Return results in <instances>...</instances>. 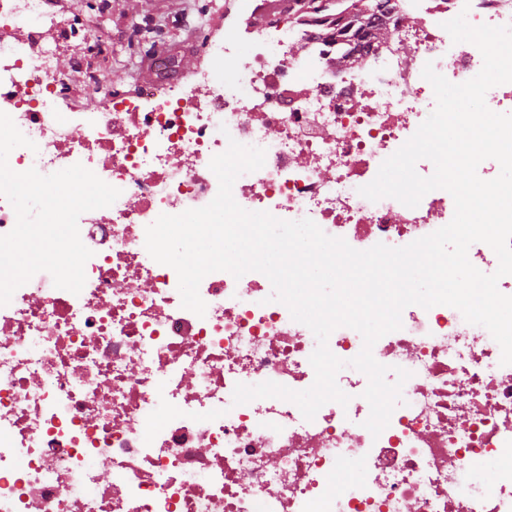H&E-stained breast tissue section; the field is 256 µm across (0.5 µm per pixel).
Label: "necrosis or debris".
Listing matches in <instances>:
<instances>
[{
    "instance_id": "obj_1",
    "label": "necrosis or debris",
    "mask_w": 512,
    "mask_h": 512,
    "mask_svg": "<svg viewBox=\"0 0 512 512\" xmlns=\"http://www.w3.org/2000/svg\"><path fill=\"white\" fill-rule=\"evenodd\" d=\"M462 12L512 25V0H398L389 51L331 30H231L193 83L167 81L161 57L155 83L87 112L58 66L71 29L46 0H0V112L34 143L10 168L79 163L120 191L79 218L92 252L80 294L33 278L0 306V512H512V365L486 328L449 306L406 307L373 347L411 373L376 438L368 379L348 366V405L313 421L276 398L236 406L239 383L309 388L315 336L259 272L205 276L197 316L145 248L159 215L214 199L209 163L233 140L266 151L233 185L246 210L310 218L357 250L447 225L445 190L409 208L359 189L433 110L425 64L456 84L480 72L478 48L443 27ZM341 52L357 64L335 68ZM489 467L492 486L465 481Z\"/></svg>"
}]
</instances>
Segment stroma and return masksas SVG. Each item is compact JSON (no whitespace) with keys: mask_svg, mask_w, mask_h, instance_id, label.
<instances>
[{"mask_svg":"<svg viewBox=\"0 0 512 512\" xmlns=\"http://www.w3.org/2000/svg\"><path fill=\"white\" fill-rule=\"evenodd\" d=\"M50 8L70 25L94 12L98 27L112 36L110 50L99 58L109 84L78 97L91 112L110 95L132 96L152 83L150 58L161 46L174 61L176 80L191 82L207 61V42L244 27L251 15L246 0H50Z\"/></svg>","mask_w":512,"mask_h":512,"instance_id":"obj_1","label":"stroma"}]
</instances>
